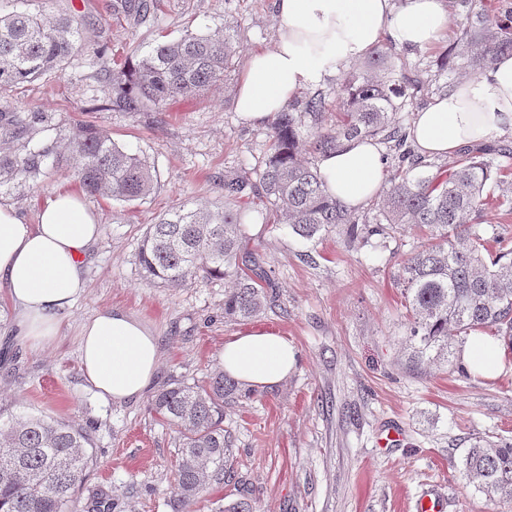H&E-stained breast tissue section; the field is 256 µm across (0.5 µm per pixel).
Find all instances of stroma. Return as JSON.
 <instances>
[{
	"label": "stroma",
	"instance_id": "obj_1",
	"mask_svg": "<svg viewBox=\"0 0 512 512\" xmlns=\"http://www.w3.org/2000/svg\"><path fill=\"white\" fill-rule=\"evenodd\" d=\"M465 0H448L447 40L430 49H399L385 80L417 79L426 89L399 112L410 125L457 80L470 77L459 50ZM0 9L71 12L88 28L86 46L63 70L20 87L0 89V111L47 117L32 147L58 140L81 120L94 122L119 144L145 154L158 186L130 204L87 197L102 233L93 248L89 288L60 316L50 345L31 347L0 291V421L43 412L92 432L94 466L69 512H172L176 430L150 409L154 390L173 379L203 382L220 369L225 342L262 329L292 343L298 363L280 384L257 390L229 409L224 428L236 481L210 480L202 498L181 512H212L239 499L254 512H412L433 490L446 512H500L463 478L467 438L512 437V355L497 376H460L450 367L410 371L401 351L404 299L396 283L401 261L423 240L419 230L380 241L349 240L332 231L305 242L278 224L274 210L249 211L247 248L276 284V299L259 317L225 321L224 283L195 280L167 288L146 279L137 261L148 225L183 205L238 209L225 199L227 176L253 172L265 157L270 123L242 122L235 111L239 72L219 87L167 105L162 112L94 110L103 99L105 71L123 66L133 45L232 23L241 54L271 46L277 32L273 0H162V9L128 17L120 0H0ZM105 56H98L99 47ZM451 56L443 67V56ZM73 177L47 167L37 185L0 191V200L34 219L54 191L78 189ZM121 309L156 336L160 364L151 392L126 402L100 399L82 369L83 323ZM397 427L401 445L382 450V428Z\"/></svg>",
	"mask_w": 512,
	"mask_h": 512
}]
</instances>
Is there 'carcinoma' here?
Instances as JSON below:
<instances>
[{
    "mask_svg": "<svg viewBox=\"0 0 512 512\" xmlns=\"http://www.w3.org/2000/svg\"><path fill=\"white\" fill-rule=\"evenodd\" d=\"M127 12L144 16L153 0H124ZM472 74L495 58L512 54V15L480 14L460 21ZM85 43L83 21L69 13L49 17L28 11H0V88L21 85L64 66ZM136 62L112 71L111 94L103 108L145 112L179 97L225 83L239 54L234 26L223 33H189L161 42ZM422 90L418 80L387 85L366 73L348 72L336 87L340 113L327 124L326 96L298 108L287 105L272 121L266 158L256 172L224 179V197H257L279 223L304 241L342 226L348 238H387L414 226L428 232L396 275L405 301L404 343L414 370L440 361L453 365L456 343L489 330L512 350V237L488 232L479 219L512 193L509 167L491 154L509 150L464 149L455 165L417 162L406 149L407 129L396 118L398 99ZM42 114L21 117L0 112V189L25 188L44 173L47 160L66 171L89 195L133 203L157 185L155 167L92 124L68 128L64 148L29 147ZM382 137L395 152V171L384 191L374 226L359 225L340 202L329 197L319 170L306 158L330 154L344 142ZM246 249L243 222L230 210H171L149 225L138 255L146 277L169 288L196 279L230 283L224 317L234 321L259 315L270 301L271 276L256 265L240 266ZM252 390L219 372L204 385L174 382L162 389L152 410L178 433L177 492L173 508L200 496L207 482L231 478L224 435V410ZM87 430L65 420L25 414L0 426V512H68L84 483L92 454ZM462 473L490 500L512 506V439L486 436L466 448Z\"/></svg>",
    "mask_w": 512,
    "mask_h": 512,
    "instance_id": "1",
    "label": "carcinoma"
}]
</instances>
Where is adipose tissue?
I'll return each instance as SVG.
<instances>
[{
  "label": "adipose tissue",
  "mask_w": 512,
  "mask_h": 512,
  "mask_svg": "<svg viewBox=\"0 0 512 512\" xmlns=\"http://www.w3.org/2000/svg\"><path fill=\"white\" fill-rule=\"evenodd\" d=\"M278 20L272 46L252 50L237 85L235 107L247 124L268 121L309 87L364 57L382 40L401 47H428L448 29L443 0H274ZM512 131V57L464 79L415 112L409 138L429 157H445L467 145ZM326 191L343 205L359 208L376 197L385 168L376 140L344 143L319 162ZM98 216L81 193L61 189L28 222L10 203L0 202V288L17 316L21 336L34 346L60 333L59 317L85 294L88 263L100 234ZM504 352L498 341L474 337L462 349L471 373L498 374ZM79 358L97 395L123 402L152 385L159 345L137 317L120 309L102 312L81 329ZM297 363L284 337L247 331L224 345L220 366L249 388L288 378Z\"/></svg>",
  "instance_id": "adipose-tissue-1"
}]
</instances>
